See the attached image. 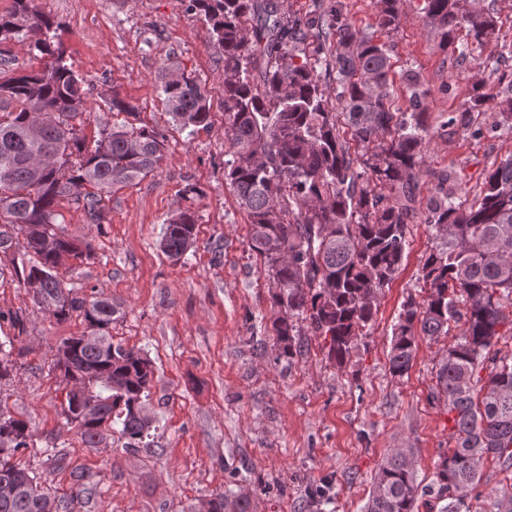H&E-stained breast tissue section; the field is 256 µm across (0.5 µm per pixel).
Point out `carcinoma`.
<instances>
[{
    "instance_id": "carcinoma-1",
    "label": "carcinoma",
    "mask_w": 512,
    "mask_h": 512,
    "mask_svg": "<svg viewBox=\"0 0 512 512\" xmlns=\"http://www.w3.org/2000/svg\"><path fill=\"white\" fill-rule=\"evenodd\" d=\"M405 3L378 0L384 33L398 30ZM287 9V0H190L224 59L231 155L224 182L250 219V249L266 267L278 359L294 363L302 337L318 336L327 358L345 365L403 263L406 226L425 214L440 242L422 263L425 298L404 303L393 325L388 371L404 377L419 337L446 336L450 323L460 325L431 392L453 422L454 446L439 456L429 492L443 502L439 512H470V494L482 479L474 460L512 468V360L493 350L512 337V313H505L512 307V155L484 174L471 202L462 174H433L434 192L421 206L419 179L435 132L418 75L406 77L411 111H393L388 43L351 24L342 0L303 23L289 20ZM424 14L444 47L462 29L479 44L495 29L491 15L465 10L460 0H425ZM59 29L32 10L31 0H14L0 14L1 44L14 40L49 59L40 70L0 83V253H11V277L35 306L52 310L58 322L74 314L87 322L88 331L64 339L50 364L73 383L63 407L68 430L87 448L114 435L125 448H148L153 421L145 400L153 365L112 342L117 309L111 299L81 297L60 275L64 256L89 259L93 249L78 246L57 223V208L67 202L102 223L112 192L161 167L164 136L114 89L104 97L113 121L87 145L85 80L67 64ZM310 38L313 56L299 63ZM326 46L334 47L336 112L317 71ZM156 84L173 121L194 132L210 127L208 92L195 72L171 59L157 71ZM486 106L497 110L490 126L477 122ZM506 126L512 129V96L481 83L469 106L449 113L440 129L480 139ZM201 196L186 185L181 198L188 205L164 225L160 247L174 261L196 247L191 202ZM13 351L14 340L0 341V381L22 368ZM33 437L30 420L0 406V487L14 489L0 494V512H67L69 503L17 461ZM418 493L415 467L396 449L380 465L365 512H415ZM208 504V512H247L246 502L230 507L222 494Z\"/></svg>"
}]
</instances>
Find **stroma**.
<instances>
[{
	"label": "stroma",
	"instance_id": "35a3bbf8",
	"mask_svg": "<svg viewBox=\"0 0 512 512\" xmlns=\"http://www.w3.org/2000/svg\"><path fill=\"white\" fill-rule=\"evenodd\" d=\"M189 0H32L33 10L62 25L67 60L86 80L93 137L111 116L102 98L118 89L141 118L165 137L166 157L154 176L106 200V220L92 224L65 203L59 224L95 257L60 270L84 294L116 301L113 341L139 350L154 365L146 407L151 445L127 450L106 442L85 447L67 432L65 382L49 372L54 348L80 335V317L56 321L34 307L25 289L0 278V337L23 352L15 379L0 383V400L30 419L34 446L20 460L47 479L70 512H199L214 494L242 496L250 512H363L382 460L410 450L417 481L428 486L438 455L448 448V417L432 401L438 363L458 328L420 338L407 376L388 371L392 326L403 303L422 300L421 261L436 243L423 219L406 227L402 266L379 297L369 335L359 337L345 366L329 361L322 338L311 336L293 365L278 360L271 327L267 272L248 248L249 218L224 183V63L209 45L206 24ZM494 17L484 44L459 34L441 47L423 21V0H407L389 39L392 108L407 111L406 73L418 74L432 126L467 107L472 87L493 78L512 95V0H463ZM173 58L206 82L211 126L195 133L167 114L154 75ZM512 155V132L473 139L435 136L420 179L428 198L433 173L458 170L466 195L482 187L484 170ZM200 188L197 247L184 260L159 248L163 227L186 184ZM55 445L65 457L52 467ZM93 497L80 495L74 473Z\"/></svg>",
	"mask_w": 512,
	"mask_h": 512
}]
</instances>
